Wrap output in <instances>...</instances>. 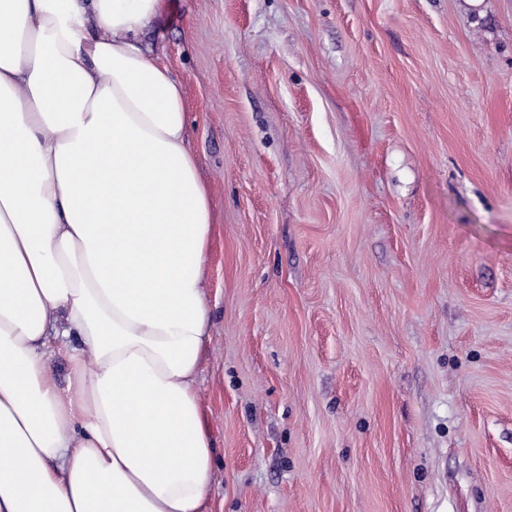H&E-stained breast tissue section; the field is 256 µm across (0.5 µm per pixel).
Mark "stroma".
<instances>
[{
	"mask_svg": "<svg viewBox=\"0 0 512 512\" xmlns=\"http://www.w3.org/2000/svg\"><path fill=\"white\" fill-rule=\"evenodd\" d=\"M211 199L210 512H512V0H165Z\"/></svg>",
	"mask_w": 512,
	"mask_h": 512,
	"instance_id": "35a3bbf8",
	"label": "stroma"
}]
</instances>
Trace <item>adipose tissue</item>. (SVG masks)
I'll return each mask as SVG.
<instances>
[{"label":"adipose tissue","mask_w":512,"mask_h":512,"mask_svg":"<svg viewBox=\"0 0 512 512\" xmlns=\"http://www.w3.org/2000/svg\"><path fill=\"white\" fill-rule=\"evenodd\" d=\"M163 7L0 0V512H209L211 205Z\"/></svg>","instance_id":"obj_1"}]
</instances>
